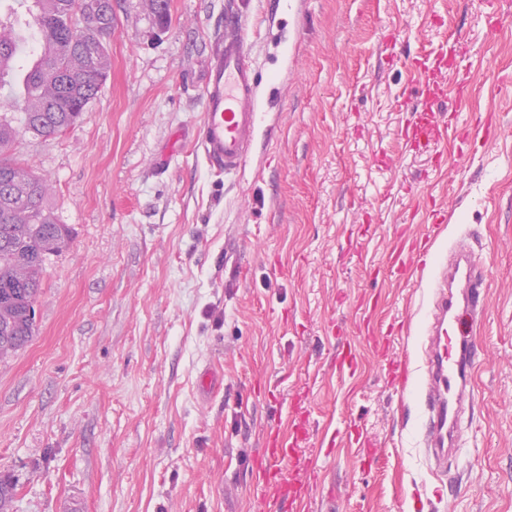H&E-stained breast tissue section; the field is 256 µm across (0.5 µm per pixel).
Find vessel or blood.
Here are the masks:
<instances>
[{
    "mask_svg": "<svg viewBox=\"0 0 512 512\" xmlns=\"http://www.w3.org/2000/svg\"><path fill=\"white\" fill-rule=\"evenodd\" d=\"M202 97L201 148L208 166L227 175L237 173L250 156L262 114L260 82L253 48L242 23L225 25L215 40ZM433 298L425 319L422 442L437 468L462 449L460 410L475 363V327L482 319L485 283L470 245L457 242L432 272ZM298 457L296 446L273 440L263 461L255 463L269 508L282 502L286 482L282 465Z\"/></svg>",
    "mask_w": 512,
    "mask_h": 512,
    "instance_id": "obj_1",
    "label": "vessel or blood"
}]
</instances>
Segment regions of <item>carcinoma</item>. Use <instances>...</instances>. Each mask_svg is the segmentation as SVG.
I'll return each mask as SVG.
<instances>
[{
  "instance_id": "1",
  "label": "carcinoma",
  "mask_w": 512,
  "mask_h": 512,
  "mask_svg": "<svg viewBox=\"0 0 512 512\" xmlns=\"http://www.w3.org/2000/svg\"><path fill=\"white\" fill-rule=\"evenodd\" d=\"M101 0H34L37 49L49 58L30 75L33 93L21 104L19 124L41 138L67 131L101 93L112 69L109 43L114 8ZM152 20L169 24L170 0H149ZM12 27L0 23V58L16 49ZM18 130L0 118V359L23 349L38 330L35 304L45 262L70 249L73 232L45 206L47 181L12 156ZM15 485L0 475V512Z\"/></svg>"
}]
</instances>
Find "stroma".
I'll return each mask as SVG.
<instances>
[{
  "instance_id": "1",
  "label": "stroma",
  "mask_w": 512,
  "mask_h": 512,
  "mask_svg": "<svg viewBox=\"0 0 512 512\" xmlns=\"http://www.w3.org/2000/svg\"><path fill=\"white\" fill-rule=\"evenodd\" d=\"M490 0H294L246 29L267 114L245 166L211 172L194 145L214 39L239 0H116L112 70L56 138L12 148L50 184L74 242L50 257L38 332L0 360V474L10 512H263L253 461L299 439L283 512H512V14ZM469 48L464 111L422 92L420 65ZM448 126L412 137L423 108ZM492 116L496 139L455 132ZM439 252L464 239L484 266L485 315L443 482L419 446L418 336L427 280L405 277L434 213ZM407 357L401 388L389 374ZM222 371L209 402L204 365Z\"/></svg>"
}]
</instances>
